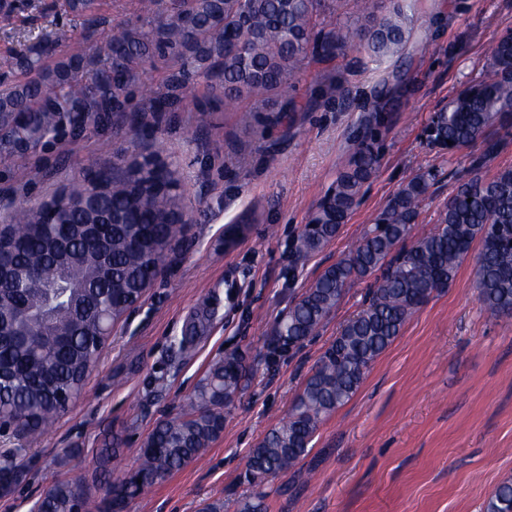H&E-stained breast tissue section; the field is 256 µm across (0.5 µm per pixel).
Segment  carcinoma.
Listing matches in <instances>:
<instances>
[{"label":"carcinoma","instance_id":"1","mask_svg":"<svg viewBox=\"0 0 512 512\" xmlns=\"http://www.w3.org/2000/svg\"><path fill=\"white\" fill-rule=\"evenodd\" d=\"M364 24L353 30L341 21L346 0H139L141 24L112 26L104 49L92 54L63 50L69 31L51 35L0 59V69L21 79L0 90V138L5 149L25 151L55 133L66 118L92 119L111 104L124 105L143 85L146 66L168 58L175 71L162 97L144 90L150 102L170 101L193 76L224 104L245 101L267 113L271 125L298 111V80L306 68L331 60L353 40L377 58L401 56L410 42L404 7L376 15V0H353ZM336 17L327 24L326 15ZM348 90L340 76L328 77L319 97L344 104ZM385 117L367 115L361 136L344 167L294 241L307 255L335 238L358 204L379 166V137ZM494 128H512V35L491 49L489 70L432 112L427 142L448 154L477 142V170L499 150ZM452 144H447V141ZM436 171L415 175L388 198L355 250L325 269L274 328L276 340L295 347L315 335L355 279H373L363 307L340 328L324 351L287 417L251 449L247 472L258 480L286 474L307 456L320 424L358 391L371 365L399 336L407 319L438 289L454 280L474 243L475 288L494 314L512 315V168L460 182L439 224L406 244L411 225ZM176 166L157 169L138 155L123 160L120 174L95 182L74 181L50 198L11 214L8 249L0 265L21 268L26 279L14 297L0 302V320L14 335L0 336V415L22 436L51 427L82 392L93 356L108 337L100 335L99 315L123 318L156 275L183 231L185 208ZM109 220L104 258L110 277L94 258L74 266L63 298L49 302L53 276L51 243L72 237L73 225L91 214ZM245 366L235 353L211 362L182 411L156 424L140 448L134 475L104 482L101 495L82 481L60 480L43 490L40 512H123L128 500L197 460L224 429V409L240 392ZM23 446L0 450V483L11 488L21 474ZM484 512H512V480L500 483Z\"/></svg>","mask_w":512,"mask_h":512}]
</instances>
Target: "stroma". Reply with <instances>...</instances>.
Segmentation results:
<instances>
[{
  "instance_id": "obj_1",
  "label": "stroma",
  "mask_w": 512,
  "mask_h": 512,
  "mask_svg": "<svg viewBox=\"0 0 512 512\" xmlns=\"http://www.w3.org/2000/svg\"><path fill=\"white\" fill-rule=\"evenodd\" d=\"M14 26L0 30V56L58 26L72 49L91 53L113 23L141 22L138 0H97L93 16L66 0H14ZM512 32V0H419L414 50L377 60L365 52L307 69L298 96L344 74L350 104L298 113L293 126H262L249 106L185 95L173 110L133 126L112 112L82 131L62 124L24 157L0 151V207L50 198L73 179L111 170L120 151L176 162L190 222L142 301L112 328L81 396L54 427L28 439L23 477L0 512H30L59 479L94 481L105 443L120 446L112 477L130 474L156 423L176 416L208 364L243 356L241 392L224 431L202 457L134 497L126 512H483L512 479V315L487 311L467 257L449 287L432 293L376 359L356 394L328 416L296 473L247 482L251 448L288 413L294 397L370 288L356 281L317 335L275 362L266 359L277 320L374 224L388 197L432 167L411 239L437 224L459 180L472 177L480 145L447 155L423 134L430 112L478 78L496 39ZM208 104L212 121L196 127ZM388 109L375 177L335 240L307 257L293 243L354 148L364 116Z\"/></svg>"
}]
</instances>
